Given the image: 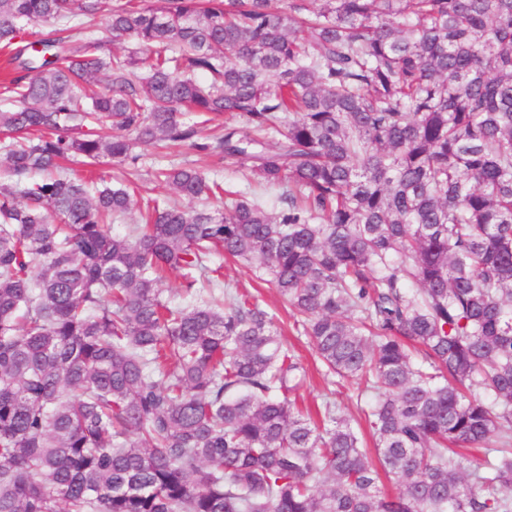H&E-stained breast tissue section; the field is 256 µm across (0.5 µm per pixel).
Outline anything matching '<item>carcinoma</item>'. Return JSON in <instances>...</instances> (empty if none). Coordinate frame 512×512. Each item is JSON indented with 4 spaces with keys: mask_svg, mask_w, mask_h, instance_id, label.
I'll list each match as a JSON object with an SVG mask.
<instances>
[{
    "mask_svg": "<svg viewBox=\"0 0 512 512\" xmlns=\"http://www.w3.org/2000/svg\"><path fill=\"white\" fill-rule=\"evenodd\" d=\"M142 2L0 0L1 50L51 27L0 110V512H512V0ZM101 13L169 54L107 51ZM161 141L249 192L160 169L224 208L155 198L112 233L128 182L62 163ZM223 254L375 392L376 456L296 408L306 370Z\"/></svg>",
    "mask_w": 512,
    "mask_h": 512,
    "instance_id": "carcinoma-1",
    "label": "carcinoma"
}]
</instances>
